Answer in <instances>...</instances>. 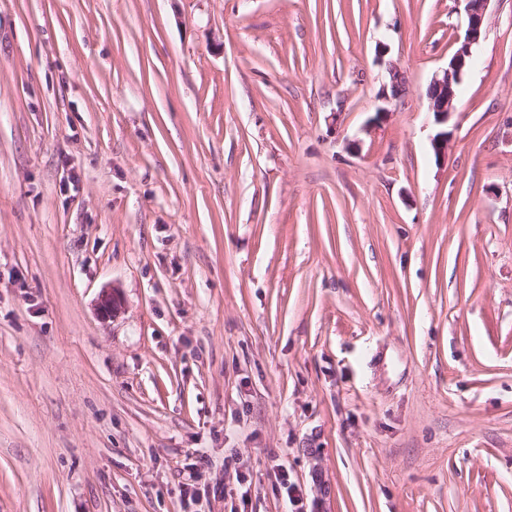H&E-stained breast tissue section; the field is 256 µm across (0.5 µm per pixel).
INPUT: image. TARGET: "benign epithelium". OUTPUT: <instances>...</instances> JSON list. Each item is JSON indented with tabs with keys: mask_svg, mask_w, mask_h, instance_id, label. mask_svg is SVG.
<instances>
[{
	"mask_svg": "<svg viewBox=\"0 0 512 512\" xmlns=\"http://www.w3.org/2000/svg\"><path fill=\"white\" fill-rule=\"evenodd\" d=\"M465 12L467 15V28L464 37L456 39L457 48L448 61V67L441 76L435 77L429 85V92L437 93L441 97V107L431 106V110L437 113V121L440 124L448 122L454 109L456 97L453 90V82H462L464 68L473 64L472 46L476 44L484 26L486 11L490 0H465ZM391 74L390 93L384 96L387 101L398 100L405 93V80L400 69L389 63ZM121 308V300L116 291H102L99 299V310L103 317H111Z\"/></svg>",
	"mask_w": 512,
	"mask_h": 512,
	"instance_id": "obj_1",
	"label": "benign epithelium"
}]
</instances>
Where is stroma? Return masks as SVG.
<instances>
[{"label":"stroma","mask_w":512,"mask_h":512,"mask_svg":"<svg viewBox=\"0 0 512 512\" xmlns=\"http://www.w3.org/2000/svg\"><path fill=\"white\" fill-rule=\"evenodd\" d=\"M465 26L0 0V512H512V0L439 162Z\"/></svg>","instance_id":"obj_1"}]
</instances>
